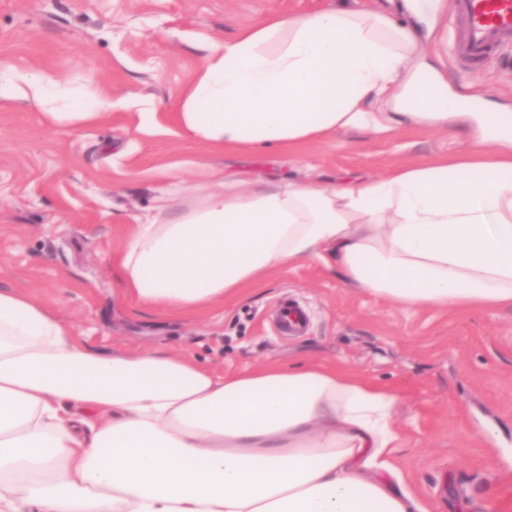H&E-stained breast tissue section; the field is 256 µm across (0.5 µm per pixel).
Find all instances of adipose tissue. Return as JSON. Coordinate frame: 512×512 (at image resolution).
Masks as SVG:
<instances>
[{"instance_id": "adipose-tissue-1", "label": "adipose tissue", "mask_w": 512, "mask_h": 512, "mask_svg": "<svg viewBox=\"0 0 512 512\" xmlns=\"http://www.w3.org/2000/svg\"><path fill=\"white\" fill-rule=\"evenodd\" d=\"M57 82L0 75V98ZM414 31L346 0L212 47L181 119L215 147L278 150L340 130L465 117L480 149L327 187L245 188L204 167L192 196L159 192L110 258L120 297L172 317L235 300L319 259L403 309L512 311V113H462ZM398 398L335 367L216 373L176 353H89L49 307L0 291V512H424L378 476Z\"/></svg>"}]
</instances>
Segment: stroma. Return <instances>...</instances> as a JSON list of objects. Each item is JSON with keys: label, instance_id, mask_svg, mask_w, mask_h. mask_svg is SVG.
<instances>
[{"label": "stroma", "instance_id": "1", "mask_svg": "<svg viewBox=\"0 0 512 512\" xmlns=\"http://www.w3.org/2000/svg\"><path fill=\"white\" fill-rule=\"evenodd\" d=\"M333 0H0V74L40 72L67 95L113 100L95 124L59 122V104L0 100V290L48 305L87 351L108 357L161 350L220 374L316 360L400 398L402 441L388 459L425 512H507L512 506V311L406 312L346 286L317 261L275 274L265 288L206 314L173 318L118 299L108 263L127 226L163 187L188 196L210 164L259 181L379 179L397 164L462 155L476 143L463 122L386 139L338 132L290 150H224L180 122L182 92L212 44L276 16ZM451 0H418L401 18L433 33L450 89L512 112V45L475 63L454 58ZM150 113L143 123L142 113ZM308 327L278 335L282 298Z\"/></svg>", "mask_w": 512, "mask_h": 512}]
</instances>
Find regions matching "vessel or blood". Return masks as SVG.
<instances>
[{
  "mask_svg": "<svg viewBox=\"0 0 512 512\" xmlns=\"http://www.w3.org/2000/svg\"><path fill=\"white\" fill-rule=\"evenodd\" d=\"M456 28L454 54L469 61L486 59L512 43V0H453ZM307 323L302 308L282 302L277 319L280 334H296Z\"/></svg>",
  "mask_w": 512,
  "mask_h": 512,
  "instance_id": "vessel-or-blood-1",
  "label": "vessel or blood"
}]
</instances>
